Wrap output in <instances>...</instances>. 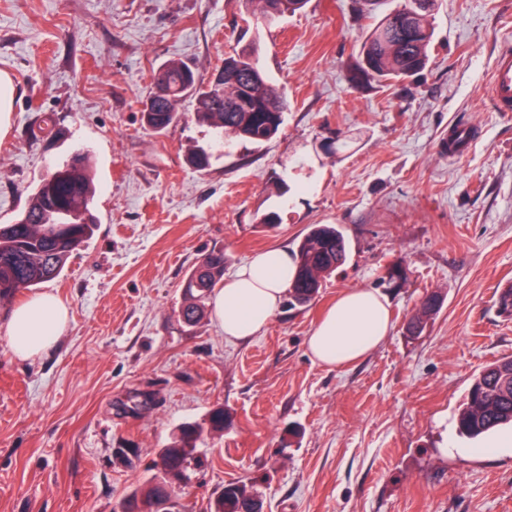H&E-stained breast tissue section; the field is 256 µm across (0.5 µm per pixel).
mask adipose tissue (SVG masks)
Returning a JSON list of instances; mask_svg holds the SVG:
<instances>
[{
    "instance_id": "ef3b65f1",
    "label": "adipose tissue",
    "mask_w": 512,
    "mask_h": 512,
    "mask_svg": "<svg viewBox=\"0 0 512 512\" xmlns=\"http://www.w3.org/2000/svg\"><path fill=\"white\" fill-rule=\"evenodd\" d=\"M294 261L283 248L255 255L215 290L212 320L230 340L258 335L278 311L294 274ZM70 312L50 292L16 306L8 320L11 353L30 359L52 349L69 322ZM392 330L386 299L374 291L350 290L316 325L306 341L309 356L329 368L348 366L375 350Z\"/></svg>"
}]
</instances>
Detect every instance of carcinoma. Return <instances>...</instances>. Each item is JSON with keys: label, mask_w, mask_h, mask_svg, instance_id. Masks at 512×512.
I'll use <instances>...</instances> for the list:
<instances>
[{"label": "carcinoma", "mask_w": 512, "mask_h": 512, "mask_svg": "<svg viewBox=\"0 0 512 512\" xmlns=\"http://www.w3.org/2000/svg\"><path fill=\"white\" fill-rule=\"evenodd\" d=\"M307 0H242L256 19H265L271 7L293 14ZM430 0H403L400 8L381 18L364 36L360 48L359 73L377 80H403L418 75L429 61L433 28L428 22ZM255 44L224 58V65L209 86L185 84L191 67L171 60L154 76L165 88L158 111L141 112L143 124L162 133L189 116L214 130V146L224 137L264 143L279 131L288 102L259 67ZM195 104L188 113L185 102ZM94 176L87 154L75 162L54 166L29 195L23 211L11 224H0V303L22 290L57 278L75 250L94 233L92 214ZM347 242L333 224H316L302 239L296 256V272L288 288L291 305H305L319 294L325 279L345 263ZM224 279V249L213 248L189 273L184 286V304L179 316L193 326L204 316L206 302ZM441 305L437 294L426 296L410 317L406 330L423 333ZM228 415L214 410L208 426L182 424L175 437L160 450L157 469L149 480L128 492L121 512H184L179 495L172 491L187 485L188 471L204 467L198 446L205 431L222 430ZM512 426V356L484 366L470 383L457 416V430L469 439H484L498 428ZM207 512H262V501L253 487L242 481L229 482L215 490Z\"/></svg>", "instance_id": "carcinoma-1"}]
</instances>
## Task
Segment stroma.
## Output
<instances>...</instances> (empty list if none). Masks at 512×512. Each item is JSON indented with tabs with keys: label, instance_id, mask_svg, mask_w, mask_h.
Returning a JSON list of instances; mask_svg holds the SVG:
<instances>
[{
	"label": "stroma",
	"instance_id": "35a3bbf8",
	"mask_svg": "<svg viewBox=\"0 0 512 512\" xmlns=\"http://www.w3.org/2000/svg\"><path fill=\"white\" fill-rule=\"evenodd\" d=\"M401 0H308L266 24L239 0H0V75L15 88L0 136V224L52 167L89 150L94 236L55 280L68 307L56 347L9 349L0 302V512H118L178 427L229 416L200 446L206 469L183 496L254 484L263 512H512V446L475 453L456 411L486 364L512 355V112L489 93L512 50V0H436L427 67L401 83L355 79L361 37ZM285 94L279 132L212 146L187 119L144 129L158 68L192 66L209 84L249 43ZM464 126L469 149L448 154ZM315 224L343 233L345 263L315 300L281 306L245 342L204 317L179 318L182 286L223 248L225 274L253 254L296 251ZM385 297L394 324L364 359L328 368L306 340L338 295ZM442 299L421 336L405 324ZM297 436H289V429ZM138 451L132 463L115 454Z\"/></svg>",
	"mask_w": 512,
	"mask_h": 512
}]
</instances>
